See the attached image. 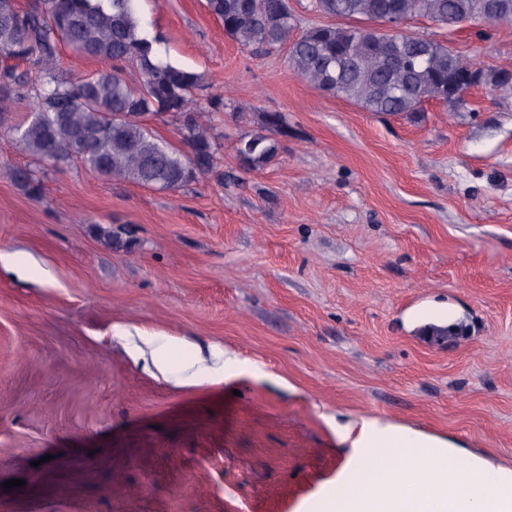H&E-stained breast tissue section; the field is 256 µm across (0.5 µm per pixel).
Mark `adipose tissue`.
Returning <instances> with one entry per match:
<instances>
[{"label":"adipose tissue","mask_w":512,"mask_h":512,"mask_svg":"<svg viewBox=\"0 0 512 512\" xmlns=\"http://www.w3.org/2000/svg\"><path fill=\"white\" fill-rule=\"evenodd\" d=\"M340 436L366 456L344 477L346 493L322 497L318 512H381L380 503L389 497L439 499L450 512H506L512 506V471L466 458L455 441L424 438L376 420L342 429Z\"/></svg>","instance_id":"ef3b65f1"}]
</instances>
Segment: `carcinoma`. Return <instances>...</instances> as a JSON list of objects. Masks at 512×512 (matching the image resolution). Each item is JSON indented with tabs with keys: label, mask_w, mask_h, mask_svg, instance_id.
<instances>
[{
	"label": "carcinoma",
	"mask_w": 512,
	"mask_h": 512,
	"mask_svg": "<svg viewBox=\"0 0 512 512\" xmlns=\"http://www.w3.org/2000/svg\"><path fill=\"white\" fill-rule=\"evenodd\" d=\"M224 33L244 49L287 47L288 65L307 84L370 112L420 118L424 103L467 104L472 83L462 74L474 64L429 37L383 32L396 15L426 17L442 26L512 23V0H312L319 14L350 21L296 33L288 0H206ZM157 39L143 27L137 0H0V129L20 105L26 120L8 127L21 150L38 161L79 165L99 177L158 191H177L216 172L221 144L200 113L224 111V99L200 98L199 73L162 57ZM112 62L86 78L60 71V51ZM27 69L18 71V63ZM478 83L512 84V73L480 71ZM168 115L178 126L174 146L140 118ZM265 128L288 129L281 112L262 113ZM278 144L262 133L240 138L241 168L270 162ZM13 181L39 199L44 184L31 167L16 168Z\"/></svg>",
	"instance_id": "carcinoma-1"
}]
</instances>
